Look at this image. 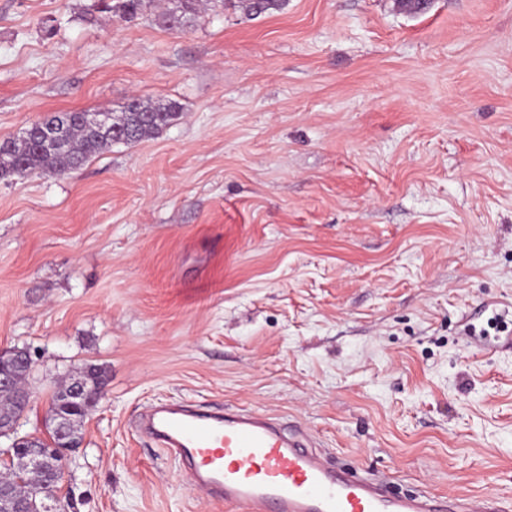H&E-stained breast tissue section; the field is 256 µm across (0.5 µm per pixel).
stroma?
<instances>
[{"label":"stroma","mask_w":512,"mask_h":512,"mask_svg":"<svg viewBox=\"0 0 512 512\" xmlns=\"http://www.w3.org/2000/svg\"><path fill=\"white\" fill-rule=\"evenodd\" d=\"M97 0H0V140L53 112L175 102L159 135L0 179V349L106 384L63 512H236L138 426L152 405L296 423L392 493L512 512V0H232L186 30Z\"/></svg>","instance_id":"1"}]
</instances>
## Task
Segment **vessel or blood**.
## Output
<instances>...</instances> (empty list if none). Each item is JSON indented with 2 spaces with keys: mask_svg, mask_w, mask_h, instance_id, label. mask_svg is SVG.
I'll list each match as a JSON object with an SVG mask.
<instances>
[{
  "mask_svg": "<svg viewBox=\"0 0 512 512\" xmlns=\"http://www.w3.org/2000/svg\"><path fill=\"white\" fill-rule=\"evenodd\" d=\"M144 425L178 458L192 489L238 512H499L488 495L461 506L391 494L325 464L305 434L256 412L159 404Z\"/></svg>",
  "mask_w": 512,
  "mask_h": 512,
  "instance_id": "obj_1",
  "label": "vessel or blood"
}]
</instances>
